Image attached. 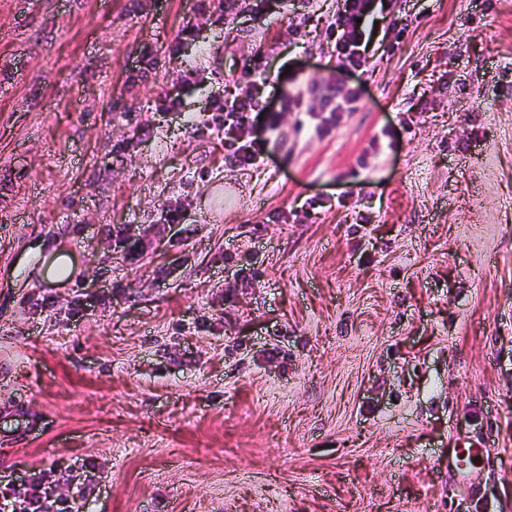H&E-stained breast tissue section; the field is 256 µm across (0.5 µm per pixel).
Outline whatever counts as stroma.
Listing matches in <instances>:
<instances>
[{
    "mask_svg": "<svg viewBox=\"0 0 512 512\" xmlns=\"http://www.w3.org/2000/svg\"><path fill=\"white\" fill-rule=\"evenodd\" d=\"M336 5L0 0V477L73 512H512V0H403L352 73ZM260 50L265 95L288 64L361 94L244 128L240 171L204 121ZM74 266V260L65 249H55L42 257L43 277L51 283L64 281L72 274ZM458 440L460 439L453 436L449 441L453 448L451 456H448V475L452 474L458 483L468 485L475 495L481 496L479 486L473 481V474L482 453V448L486 445L479 435L471 439L472 443L469 448H461L456 442Z\"/></svg>",
    "mask_w": 512,
    "mask_h": 512,
    "instance_id": "stroma-1",
    "label": "stroma"
}]
</instances>
